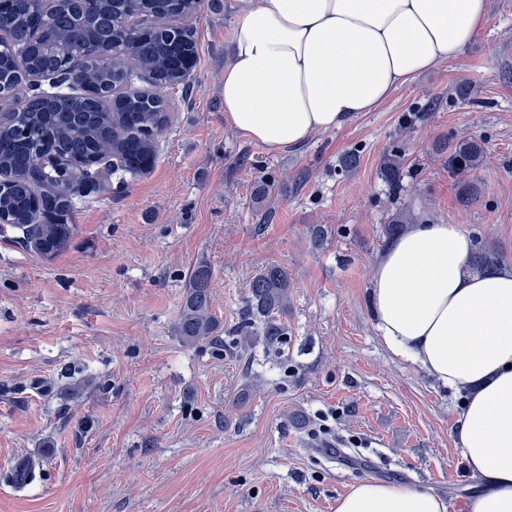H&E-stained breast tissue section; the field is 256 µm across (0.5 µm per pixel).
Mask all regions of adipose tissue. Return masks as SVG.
Instances as JSON below:
<instances>
[{
    "instance_id": "obj_1",
    "label": "adipose tissue",
    "mask_w": 512,
    "mask_h": 512,
    "mask_svg": "<svg viewBox=\"0 0 512 512\" xmlns=\"http://www.w3.org/2000/svg\"><path fill=\"white\" fill-rule=\"evenodd\" d=\"M224 68V121L279 151L370 112L457 59L489 0H243ZM456 224L425 221L376 260L370 299L387 346L466 391L456 450L482 492L468 512H512V267L485 276ZM418 487L364 480L336 512H447Z\"/></svg>"
}]
</instances>
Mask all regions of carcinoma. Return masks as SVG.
<instances>
[{"instance_id":"obj_1","label":"carcinoma","mask_w":512,"mask_h":512,"mask_svg":"<svg viewBox=\"0 0 512 512\" xmlns=\"http://www.w3.org/2000/svg\"><path fill=\"white\" fill-rule=\"evenodd\" d=\"M203 0H150L142 8L150 18L182 17L198 12ZM8 41L0 52V173L9 178L0 194L4 211L19 229L31 228L54 253L67 247L75 230L68 222L34 224L32 176L60 185L59 194L44 200L46 210L73 211L67 195L75 172L68 162L91 165L111 153L119 170L134 174L155 155V136L170 120L168 87L182 84L180 58L198 56V44L183 29L155 26L146 35L120 29L122 5L113 0H56L45 10L39 0H11L4 10ZM78 61L91 90L78 95L21 96L28 73L57 71ZM148 77L155 91L121 100L110 110L106 102L130 77ZM484 150L475 140L451 149L449 164L457 170L476 166ZM470 267L493 274L497 259L479 253ZM212 273L205 263L189 274L177 333L186 345L210 337L217 329L211 314ZM288 274L269 266L250 284L245 310L250 333L269 338L284 335L278 318L288 315Z\"/></svg>"}]
</instances>
